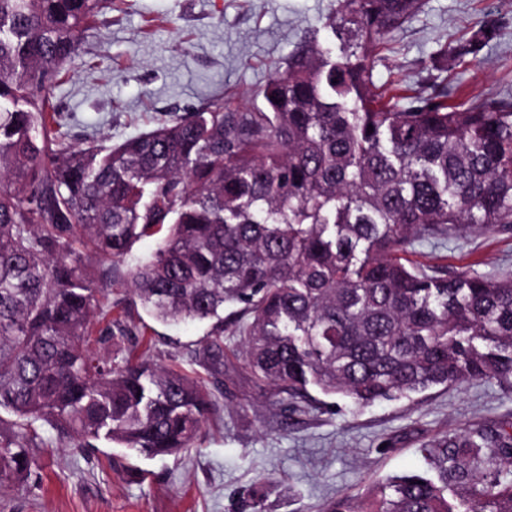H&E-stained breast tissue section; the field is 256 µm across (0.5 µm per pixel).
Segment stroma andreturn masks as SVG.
Here are the masks:
<instances>
[{"instance_id": "obj_1", "label": "stroma", "mask_w": 512, "mask_h": 512, "mask_svg": "<svg viewBox=\"0 0 512 512\" xmlns=\"http://www.w3.org/2000/svg\"><path fill=\"white\" fill-rule=\"evenodd\" d=\"M334 0H103L55 91L70 141L119 142L174 114L234 93L250 105L276 64L308 38L325 41L319 20ZM491 21L497 36L453 70L434 68L444 46ZM402 76L416 91L512 101V0H423L393 33L376 63V84ZM408 258L492 275L512 269V232L491 231ZM154 359L191 372L215 406L193 449L142 459L107 442L77 450L37 449L28 482L0 487V512H326L339 497L361 499L394 476L424 474L422 448L442 434L512 420V391L473 381L408 398L357 406L316 394L314 407L288 408L250 379L242 358L208 375L197 353L208 324L148 321Z\"/></svg>"}]
</instances>
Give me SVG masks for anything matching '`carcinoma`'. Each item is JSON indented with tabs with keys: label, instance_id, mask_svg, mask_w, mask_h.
Masks as SVG:
<instances>
[{
	"label": "carcinoma",
	"instance_id": "carcinoma-1",
	"mask_svg": "<svg viewBox=\"0 0 512 512\" xmlns=\"http://www.w3.org/2000/svg\"><path fill=\"white\" fill-rule=\"evenodd\" d=\"M100 0H0V484L31 473L48 433L153 458L186 452L209 392L126 347L93 259L126 268L154 321H210L215 377L242 354L294 404L356 405L437 386L512 388V270L496 277L405 258L419 241L512 230V104L397 108L375 50L422 0H336L315 41L242 109L217 96L119 143L69 142L50 97ZM497 36L483 23L453 68ZM373 132H368V126ZM159 233L134 265L133 245ZM242 351L224 350V309ZM96 336L100 350L90 346ZM422 452L436 477L388 479L367 512H512V424L452 432Z\"/></svg>",
	"mask_w": 512,
	"mask_h": 512
}]
</instances>
